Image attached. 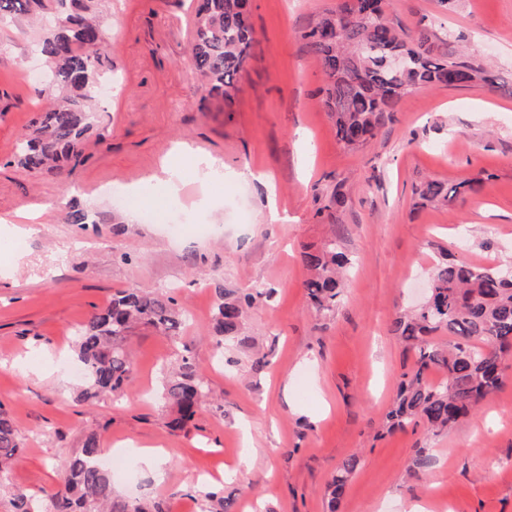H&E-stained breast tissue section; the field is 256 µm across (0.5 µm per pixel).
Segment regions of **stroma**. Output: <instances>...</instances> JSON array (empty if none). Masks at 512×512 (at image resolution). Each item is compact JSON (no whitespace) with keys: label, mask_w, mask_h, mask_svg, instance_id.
Returning <instances> with one entry per match:
<instances>
[{"label":"stroma","mask_w":512,"mask_h":512,"mask_svg":"<svg viewBox=\"0 0 512 512\" xmlns=\"http://www.w3.org/2000/svg\"><path fill=\"white\" fill-rule=\"evenodd\" d=\"M338 0H253L254 42L232 107L203 92L189 60L191 14L179 0H104L112 93L98 104L85 159L31 178L15 145L41 105L37 30L0 26V216L46 209L24 235L0 232V412L24 452L10 487L40 498L96 434L116 489L166 512H202L217 484L235 512H328L324 494L350 455L359 464L337 512H512V359L477 414L449 431H388L387 414L416 355L392 332L443 258L512 269V0H393L396 21L434 34L442 52L490 67L498 85L418 88L356 151L322 101L318 59L299 32ZM187 145L223 162V190L194 172L177 201L162 161ZM252 177L240 178L243 168ZM481 179L445 206H415L426 180ZM127 205L114 208L110 189ZM346 196L333 208L335 190ZM98 212L68 219L71 204ZM280 219L270 222L269 209ZM193 210L223 225L172 238L165 216ZM336 236L351 259L334 311L312 309L302 254ZM22 254L16 268L11 256ZM170 292L188 321L180 343L150 328L128 340L125 394L92 402L72 389L76 329L117 290ZM260 290L240 336L217 346L219 289ZM188 353L210 390L184 430L168 426L163 366ZM265 365H257V358ZM146 448L165 463L147 468Z\"/></svg>","instance_id":"35a3bbf8"}]
</instances>
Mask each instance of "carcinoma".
<instances>
[{
    "instance_id": "1",
    "label": "carcinoma",
    "mask_w": 512,
    "mask_h": 512,
    "mask_svg": "<svg viewBox=\"0 0 512 512\" xmlns=\"http://www.w3.org/2000/svg\"><path fill=\"white\" fill-rule=\"evenodd\" d=\"M246 0H192L193 30L190 62L208 95L233 102L237 84L250 58L254 30ZM379 15L365 14L367 0H339L336 9L320 16L301 32L319 58L325 106L345 147L355 149L374 138L391 119L401 96L412 88L475 83L494 87L496 77L465 58L442 54L428 33L404 38L389 17L391 0H375ZM102 0H0V22L44 16L37 42L51 68L48 85L40 90L45 106L30 120L15 146L25 170L61 172L82 157L83 146L96 124L93 102L100 86L112 78V59L103 27ZM396 49L409 59L393 70L387 58ZM481 179L453 186L429 180L415 191V205L445 203L477 191ZM308 271L304 288L310 305L329 311L345 288L347 255L331 238L303 255ZM436 295L420 308L396 318L393 332L416 354V370L398 386L387 430H402L420 421L447 430L473 414L501 384L503 359L512 352V274L465 261L438 263L431 272ZM261 292L219 291L213 320L216 333L233 339L247 310ZM183 314L175 299L125 288L94 314L76 333L73 359L79 364L83 400L116 396L133 377V358L126 338L136 325L178 338ZM442 373L434 382L430 374ZM209 397L196 363L181 358L179 371L163 375L162 398L173 411L169 427L184 429ZM22 442L14 423L0 414L1 478L17 459ZM97 435L86 437L77 455L66 462L59 489L50 505L24 493H13L9 512H165L159 501L127 499L116 493L111 471L102 463ZM358 465L352 456L336 470L327 492L331 509L344 495ZM206 512H231V499L205 490Z\"/></svg>"
}]
</instances>
